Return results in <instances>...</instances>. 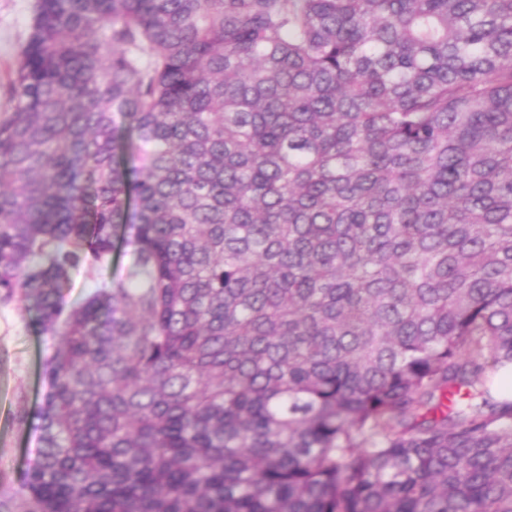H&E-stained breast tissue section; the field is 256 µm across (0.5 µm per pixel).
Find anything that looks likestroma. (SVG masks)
<instances>
[{
  "label": "stroma",
  "mask_w": 512,
  "mask_h": 512,
  "mask_svg": "<svg viewBox=\"0 0 512 512\" xmlns=\"http://www.w3.org/2000/svg\"><path fill=\"white\" fill-rule=\"evenodd\" d=\"M34 0H0V106L17 51L26 40ZM59 340L27 326L17 305L0 306V486L18 488L40 446L36 412L48 390L47 374Z\"/></svg>",
  "instance_id": "1"
}]
</instances>
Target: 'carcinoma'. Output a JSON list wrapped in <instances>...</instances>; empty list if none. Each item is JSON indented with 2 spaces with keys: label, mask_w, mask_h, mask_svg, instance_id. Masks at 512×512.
<instances>
[{
  "label": "carcinoma",
  "mask_w": 512,
  "mask_h": 512,
  "mask_svg": "<svg viewBox=\"0 0 512 512\" xmlns=\"http://www.w3.org/2000/svg\"><path fill=\"white\" fill-rule=\"evenodd\" d=\"M7 93L0 512H512V0H35ZM118 235L119 240L112 254V269H107L103 272V275L105 278H109L112 272L114 279L124 280L134 261L133 247L129 244L133 240L134 229L129 225L122 226L118 231ZM59 338L39 336L27 327L17 305L0 306V486L17 489L40 446L38 407L48 390L47 374ZM28 418H16L18 403Z\"/></svg>",
  "instance_id": "obj_1"
}]
</instances>
